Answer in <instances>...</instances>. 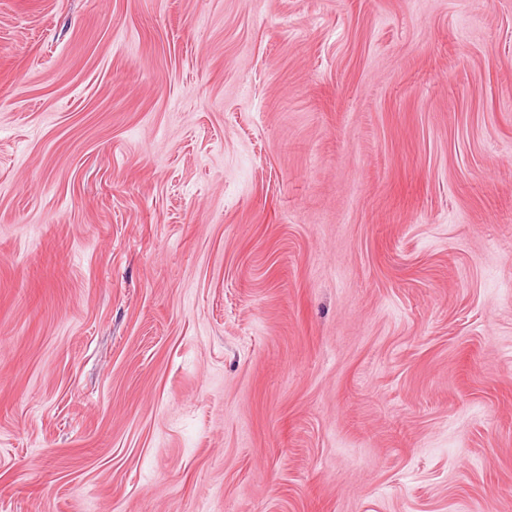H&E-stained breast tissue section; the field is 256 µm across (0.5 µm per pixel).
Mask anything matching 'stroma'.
Instances as JSON below:
<instances>
[{
  "mask_svg": "<svg viewBox=\"0 0 512 512\" xmlns=\"http://www.w3.org/2000/svg\"><path fill=\"white\" fill-rule=\"evenodd\" d=\"M0 512H512V0H0Z\"/></svg>",
  "mask_w": 512,
  "mask_h": 512,
  "instance_id": "obj_1",
  "label": "stroma"
}]
</instances>
